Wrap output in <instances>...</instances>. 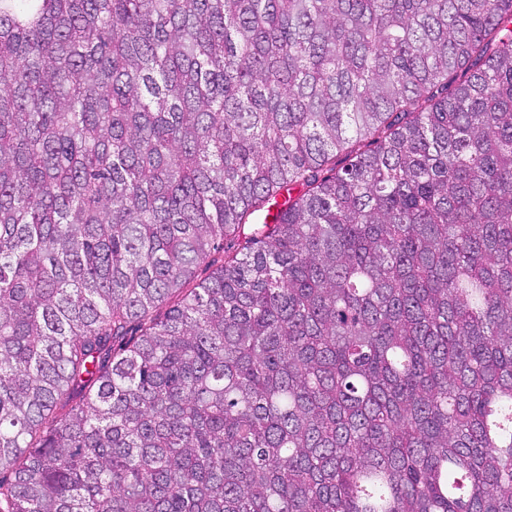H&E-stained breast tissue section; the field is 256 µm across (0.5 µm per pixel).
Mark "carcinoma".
<instances>
[{
  "label": "carcinoma",
  "mask_w": 512,
  "mask_h": 512,
  "mask_svg": "<svg viewBox=\"0 0 512 512\" xmlns=\"http://www.w3.org/2000/svg\"><path fill=\"white\" fill-rule=\"evenodd\" d=\"M0 512H512V0H0Z\"/></svg>",
  "instance_id": "1"
}]
</instances>
